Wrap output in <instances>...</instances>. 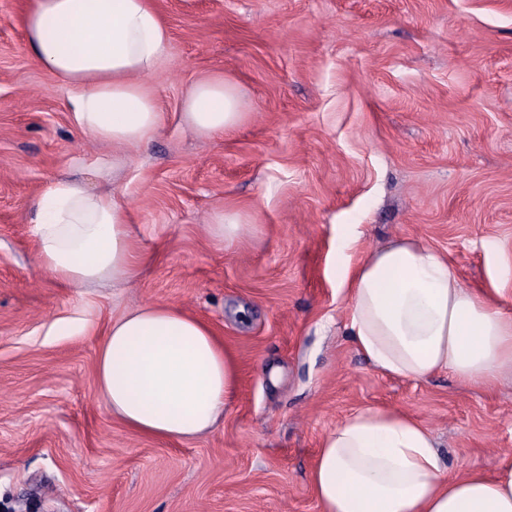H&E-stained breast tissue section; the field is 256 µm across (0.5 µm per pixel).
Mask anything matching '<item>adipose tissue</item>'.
Here are the masks:
<instances>
[{
	"label": "adipose tissue",
	"mask_w": 512,
	"mask_h": 512,
	"mask_svg": "<svg viewBox=\"0 0 512 512\" xmlns=\"http://www.w3.org/2000/svg\"><path fill=\"white\" fill-rule=\"evenodd\" d=\"M24 29L34 63L69 87L72 125L112 148L92 167L98 187L60 177L35 199L36 266L64 288L128 280L144 247L110 183L165 122L148 79L170 30L151 0H30ZM245 118L234 88L218 78L192 85L178 114L206 139ZM341 285L349 335L380 372L414 379L448 372L469 387L512 372V314L461 285L447 256L423 241L369 251ZM96 374L115 418L164 439L206 434L237 394L235 360L211 327L169 305L113 318ZM309 483L321 512H512V455H496L488 469L450 471L429 426L380 408L350 415L323 438Z\"/></svg>",
	"instance_id": "obj_1"
}]
</instances>
